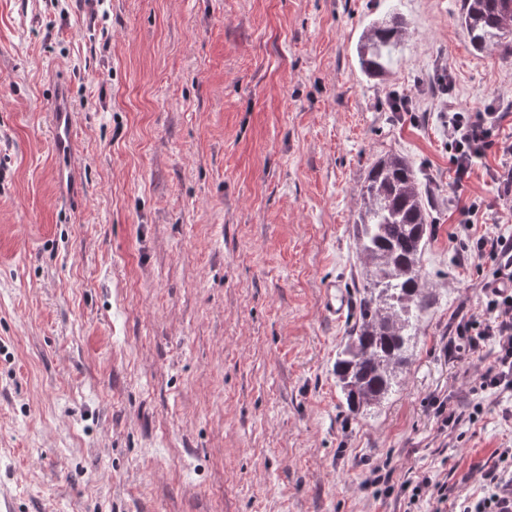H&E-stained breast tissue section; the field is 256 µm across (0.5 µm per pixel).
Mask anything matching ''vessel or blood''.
<instances>
[{"label": "vessel or blood", "instance_id": "obj_1", "mask_svg": "<svg viewBox=\"0 0 512 512\" xmlns=\"http://www.w3.org/2000/svg\"><path fill=\"white\" fill-rule=\"evenodd\" d=\"M75 112L65 80H58L50 101V131L53 149L58 159L56 182L62 196L77 198L82 194L76 186L71 165Z\"/></svg>", "mask_w": 512, "mask_h": 512}]
</instances>
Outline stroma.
<instances>
[{"label": "stroma", "mask_w": 512, "mask_h": 512, "mask_svg": "<svg viewBox=\"0 0 512 512\" xmlns=\"http://www.w3.org/2000/svg\"><path fill=\"white\" fill-rule=\"evenodd\" d=\"M395 2L412 36L382 82L356 44L383 0H0V496L13 512H456L512 448V391L479 389L491 352L448 349L497 266L454 238L448 196L479 198L476 232L505 237L512 201L487 175L494 155L453 189L445 124L491 110L511 138L512 60L472 48L456 0ZM62 73L76 208L54 182ZM393 93L411 111H389ZM388 152L432 190L433 303L399 387L354 415L333 366L358 310V190ZM329 281L347 297L336 316Z\"/></svg>", "instance_id": "obj_1"}]
</instances>
